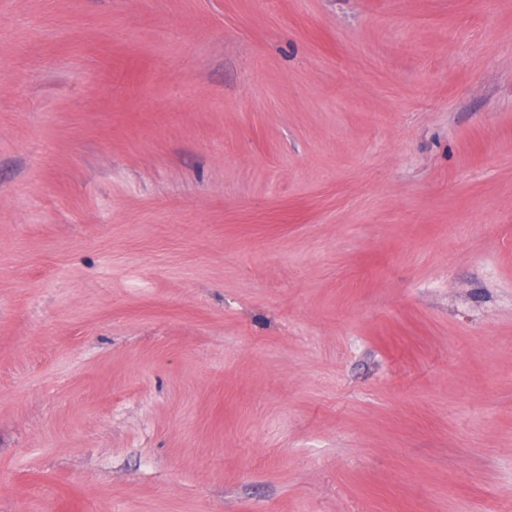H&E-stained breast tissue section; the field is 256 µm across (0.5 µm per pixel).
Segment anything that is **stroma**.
Instances as JSON below:
<instances>
[{
	"mask_svg": "<svg viewBox=\"0 0 512 512\" xmlns=\"http://www.w3.org/2000/svg\"><path fill=\"white\" fill-rule=\"evenodd\" d=\"M0 512H512V0H0Z\"/></svg>",
	"mask_w": 512,
	"mask_h": 512,
	"instance_id": "obj_1",
	"label": "stroma"
}]
</instances>
